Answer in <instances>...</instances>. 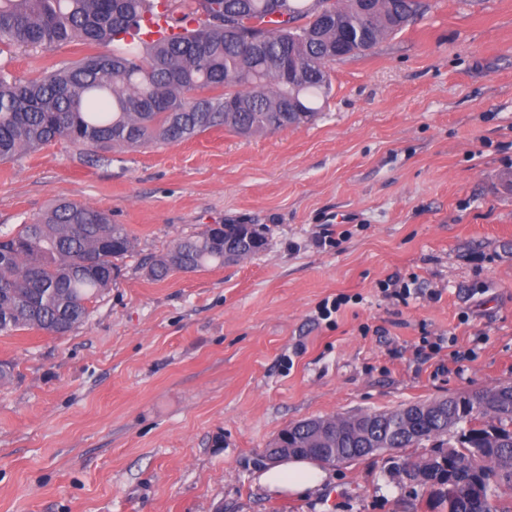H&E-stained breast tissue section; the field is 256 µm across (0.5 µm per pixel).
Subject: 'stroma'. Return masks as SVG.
Instances as JSON below:
<instances>
[{
    "mask_svg": "<svg viewBox=\"0 0 512 512\" xmlns=\"http://www.w3.org/2000/svg\"><path fill=\"white\" fill-rule=\"evenodd\" d=\"M427 2L332 64L308 125L60 139L0 163L1 231L69 201L136 238L86 323L0 334V512H426L386 453L327 467L305 497L270 492L257 458L303 419L512 383V0ZM87 52L19 50L11 68ZM206 224L265 226L267 246L149 277Z\"/></svg>",
    "mask_w": 512,
    "mask_h": 512,
    "instance_id": "35a3bbf8",
    "label": "stroma"
}]
</instances>
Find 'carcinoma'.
<instances>
[{
    "label": "carcinoma",
    "instance_id": "carcinoma-1",
    "mask_svg": "<svg viewBox=\"0 0 512 512\" xmlns=\"http://www.w3.org/2000/svg\"><path fill=\"white\" fill-rule=\"evenodd\" d=\"M425 0H0V55L62 44L110 45L22 79L0 61V162L67 139L95 149L188 140L212 128L239 135L311 123L332 89L329 65L402 31ZM164 17L171 34L145 40ZM266 248L255 224H213L146 263L164 280ZM133 236L99 209L59 202L33 224L0 232V334L64 336L121 275ZM299 421L282 432L296 457L333 464L361 458L367 428L385 450L431 444L405 458L400 484L429 512H512V385L383 412ZM407 417L412 435L386 434Z\"/></svg>",
    "mask_w": 512,
    "mask_h": 512
}]
</instances>
